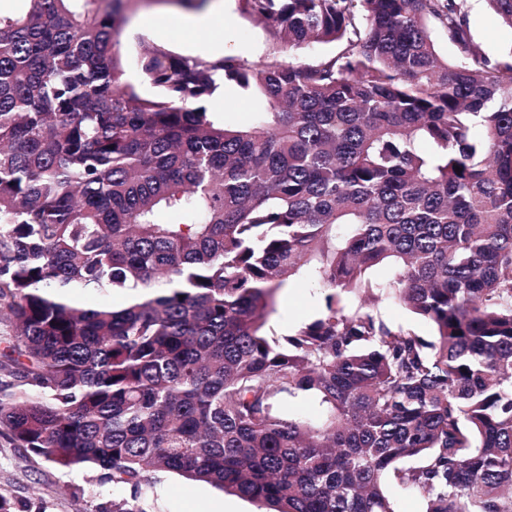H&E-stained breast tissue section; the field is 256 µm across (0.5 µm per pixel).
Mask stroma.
<instances>
[{
  "instance_id": "stroma-1",
  "label": "stroma",
  "mask_w": 512,
  "mask_h": 512,
  "mask_svg": "<svg viewBox=\"0 0 512 512\" xmlns=\"http://www.w3.org/2000/svg\"><path fill=\"white\" fill-rule=\"evenodd\" d=\"M470 31L486 54H512V28L488 7L485 0H466ZM160 5L140 6L121 38V54L130 58L138 39L166 45L188 57H207L213 32H220L224 53L262 62L269 52V34L263 24L238 9L237 0H224L222 12L213 14L212 28L157 24ZM256 99L244 96L233 83H225L211 108L230 126L250 123ZM323 306V292L307 279L296 280L277 297L270 316L271 334L282 335L312 321ZM0 486L11 493V512H112L113 502L136 499L143 512H260L258 503L224 494L205 482L186 480L173 472H158L140 491L102 482L95 468L67 470L41 460L28 449L15 447L0 436Z\"/></svg>"
}]
</instances>
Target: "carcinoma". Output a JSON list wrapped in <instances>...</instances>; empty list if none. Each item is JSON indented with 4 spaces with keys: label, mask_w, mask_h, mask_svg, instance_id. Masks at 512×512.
Here are the masks:
<instances>
[{
    "label": "carcinoma",
    "mask_w": 512,
    "mask_h": 512,
    "mask_svg": "<svg viewBox=\"0 0 512 512\" xmlns=\"http://www.w3.org/2000/svg\"><path fill=\"white\" fill-rule=\"evenodd\" d=\"M23 2L0 11V435L267 512H396L389 476L426 512H512V61L465 0H237L272 59L143 41L150 95L116 50L143 0ZM226 81L263 97L251 124L210 111ZM303 276L320 315L270 336ZM388 295L434 339L390 327ZM305 392L321 421L277 414Z\"/></svg>",
    "instance_id": "cac0c4a2"
}]
</instances>
